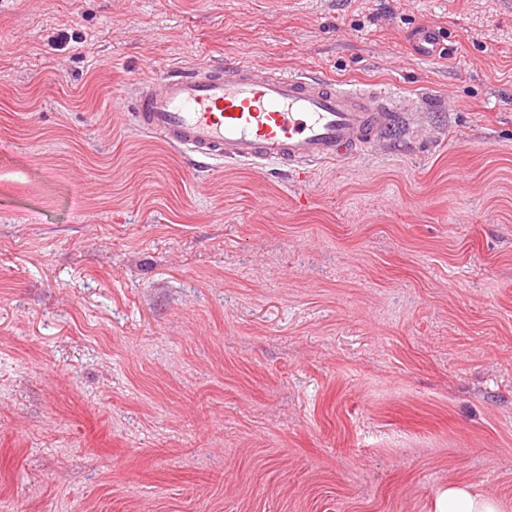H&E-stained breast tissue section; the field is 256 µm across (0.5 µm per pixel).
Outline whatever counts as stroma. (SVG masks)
I'll list each match as a JSON object with an SVG mask.
<instances>
[{
    "label": "stroma",
    "mask_w": 512,
    "mask_h": 512,
    "mask_svg": "<svg viewBox=\"0 0 512 512\" xmlns=\"http://www.w3.org/2000/svg\"><path fill=\"white\" fill-rule=\"evenodd\" d=\"M232 57L396 120L296 171L131 125L141 80ZM455 481L512 512V0H0V512H434ZM413 46L416 54L424 57H432L441 52L439 35L430 25H423L416 31Z\"/></svg>",
    "instance_id": "35a3bbf8"
}]
</instances>
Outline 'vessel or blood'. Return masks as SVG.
<instances>
[{
	"label": "vessel or blood",
	"instance_id": "vessel-or-blood-1",
	"mask_svg": "<svg viewBox=\"0 0 512 512\" xmlns=\"http://www.w3.org/2000/svg\"><path fill=\"white\" fill-rule=\"evenodd\" d=\"M413 46L420 56L440 53L436 29L421 26ZM129 117L191 159L298 168L351 158L395 114L390 101L370 89L234 61L140 83Z\"/></svg>",
	"mask_w": 512,
	"mask_h": 512
}]
</instances>
